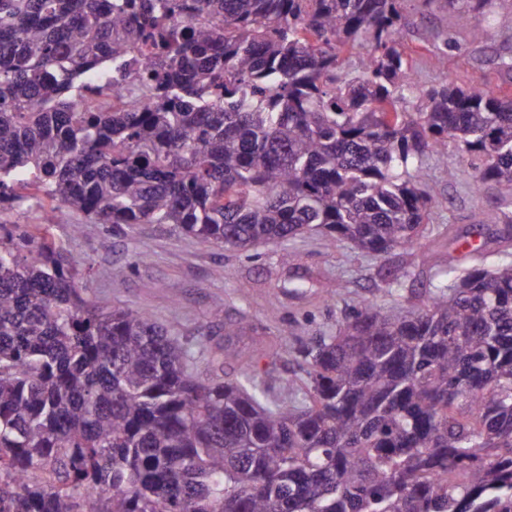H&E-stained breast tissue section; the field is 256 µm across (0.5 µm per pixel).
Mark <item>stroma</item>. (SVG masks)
<instances>
[{
	"instance_id": "35a3bbf8",
	"label": "stroma",
	"mask_w": 512,
	"mask_h": 512,
	"mask_svg": "<svg viewBox=\"0 0 512 512\" xmlns=\"http://www.w3.org/2000/svg\"><path fill=\"white\" fill-rule=\"evenodd\" d=\"M462 10L469 13L465 29L456 24ZM402 24L418 87L448 81L512 92V74L497 67L499 57L512 55V0H495L488 16L469 10L467 0H405ZM487 25L494 36L472 37V29ZM476 168V160L453 148L447 162L428 157L422 178L435 205L414 245L384 257L319 233L224 249L158 224H92L81 235L71 225L54 224L50 232L57 245L86 261L76 279L85 295L146 309L191 344L200 374L208 372L210 352L224 346L255 354L258 380L273 375L284 384L302 375L295 337L284 335V328L310 339L329 335L366 303L416 306L447 263L464 270L512 260V240L500 242L486 232L512 225V191L491 182L475 185ZM466 243L476 244V251L464 252ZM395 266L409 269V277L394 282L388 271ZM240 320L252 333L225 335V325Z\"/></svg>"
}]
</instances>
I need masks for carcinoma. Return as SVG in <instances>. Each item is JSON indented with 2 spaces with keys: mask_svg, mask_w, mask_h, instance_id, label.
<instances>
[{
  "mask_svg": "<svg viewBox=\"0 0 512 512\" xmlns=\"http://www.w3.org/2000/svg\"><path fill=\"white\" fill-rule=\"evenodd\" d=\"M402 2L0 0V208L50 200L36 234L0 224V512H512V260L298 338L304 385L276 394L249 361L201 377L47 235L82 215L382 256L420 234L428 155L512 189L511 95L444 82L408 108ZM136 45L154 60L122 96L85 82Z\"/></svg>",
  "mask_w": 512,
  "mask_h": 512,
  "instance_id": "carcinoma-1",
  "label": "carcinoma"
}]
</instances>
